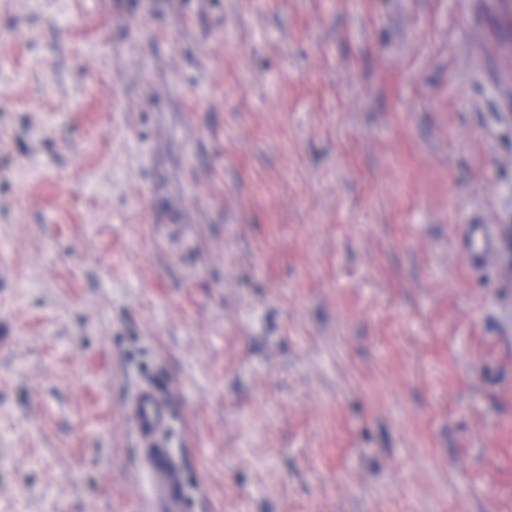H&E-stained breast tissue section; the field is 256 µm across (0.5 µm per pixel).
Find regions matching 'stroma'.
<instances>
[{
	"mask_svg": "<svg viewBox=\"0 0 512 512\" xmlns=\"http://www.w3.org/2000/svg\"><path fill=\"white\" fill-rule=\"evenodd\" d=\"M497 5L0 0V512H512ZM495 242L488 224H472L468 245L470 258L485 257L494 249ZM125 411L140 439V462L153 478L155 512H183L181 461L164 438L169 422L167 401L157 388L147 386L132 396Z\"/></svg>",
	"mask_w": 512,
	"mask_h": 512,
	"instance_id": "35a3bbf8",
	"label": "stroma"
}]
</instances>
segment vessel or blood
I'll return each instance as SVG.
<instances>
[{"mask_svg":"<svg viewBox=\"0 0 512 512\" xmlns=\"http://www.w3.org/2000/svg\"><path fill=\"white\" fill-rule=\"evenodd\" d=\"M494 247L488 226L472 225L469 257L487 256ZM125 411L140 439V460L153 478L155 512H183L185 491L181 480L182 465L164 438L169 422L167 401L157 388L147 386L132 396Z\"/></svg>","mask_w":512,"mask_h":512,"instance_id":"1","label":"vessel or blood"}]
</instances>
